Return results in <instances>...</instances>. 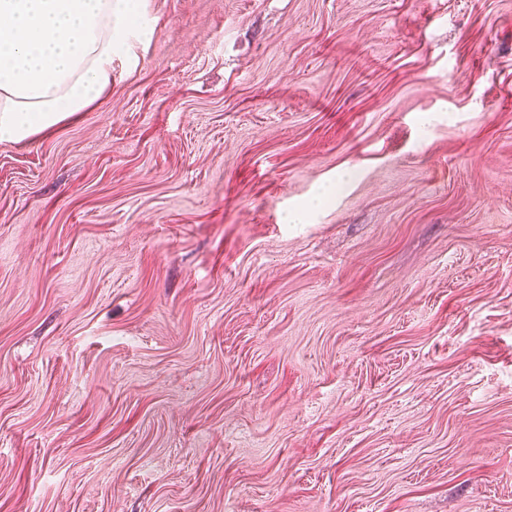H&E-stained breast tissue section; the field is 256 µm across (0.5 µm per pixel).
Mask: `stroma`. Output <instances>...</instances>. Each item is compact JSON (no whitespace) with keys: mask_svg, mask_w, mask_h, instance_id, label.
Wrapping results in <instances>:
<instances>
[{"mask_svg":"<svg viewBox=\"0 0 512 512\" xmlns=\"http://www.w3.org/2000/svg\"><path fill=\"white\" fill-rule=\"evenodd\" d=\"M0 142V512H512V0H144Z\"/></svg>","mask_w":512,"mask_h":512,"instance_id":"obj_1","label":"stroma"}]
</instances>
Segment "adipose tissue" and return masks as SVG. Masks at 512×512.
Masks as SVG:
<instances>
[{"label": "adipose tissue", "instance_id": "ef3b65f1", "mask_svg": "<svg viewBox=\"0 0 512 512\" xmlns=\"http://www.w3.org/2000/svg\"><path fill=\"white\" fill-rule=\"evenodd\" d=\"M142 0H0V141L84 111L112 82L128 32L150 38Z\"/></svg>", "mask_w": 512, "mask_h": 512}]
</instances>
